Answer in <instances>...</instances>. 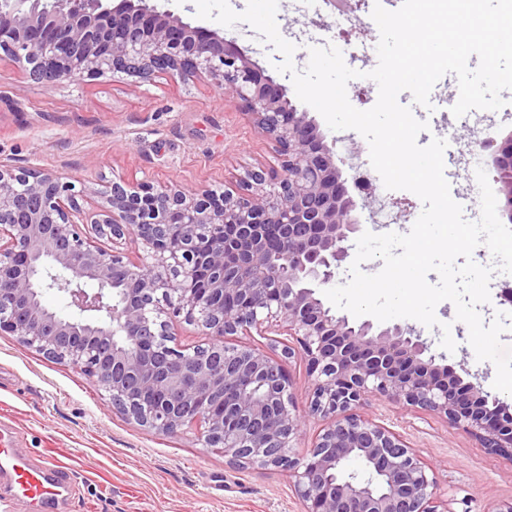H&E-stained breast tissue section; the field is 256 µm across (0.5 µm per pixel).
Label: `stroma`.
Listing matches in <instances>:
<instances>
[{"label": "stroma", "mask_w": 512, "mask_h": 512, "mask_svg": "<svg viewBox=\"0 0 512 512\" xmlns=\"http://www.w3.org/2000/svg\"><path fill=\"white\" fill-rule=\"evenodd\" d=\"M376 0H346L343 15L327 9H295L278 0L280 35L302 30L293 63L308 66L310 47L336 46L346 65L359 71L347 97L359 110L372 108L378 86L369 71L378 65ZM249 57L284 86L277 72L283 56L244 22L224 28ZM419 140L449 141L454 154L468 152L473 116L426 113ZM336 143L344 178L354 179L350 156L369 165V145L357 131L324 128ZM0 161L48 168L76 188L98 189L112 178L180 182L190 188L223 189L247 167H274L269 141L243 113L238 99L204 77L138 82L124 76L48 85L32 80L9 58L0 59ZM437 326L414 322L437 363L453 366L464 380L492 389L493 362L477 360L469 330L452 302L435 310ZM450 324L455 352L440 346L441 324ZM247 345L282 360L295 400L305 405L312 381L299 361L282 357L267 338ZM366 416L398 431L429 464L450 512H491L512 498V460L488 453L480 442L438 415L368 398ZM0 421L15 429L32 455L65 462L75 491L64 512H301L292 477L273 469L230 463L219 448L204 447L196 432L167 436L149 431L112 409L109 395L86 376L47 359L14 336L0 335Z\"/></svg>", "instance_id": "stroma-1"}]
</instances>
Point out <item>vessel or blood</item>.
<instances>
[{
    "label": "vessel or blood",
    "mask_w": 512,
    "mask_h": 512,
    "mask_svg": "<svg viewBox=\"0 0 512 512\" xmlns=\"http://www.w3.org/2000/svg\"><path fill=\"white\" fill-rule=\"evenodd\" d=\"M0 471L9 474L13 497L47 512L72 484V472L60 463L34 464L8 433L0 434Z\"/></svg>",
    "instance_id": "b4317fda"
}]
</instances>
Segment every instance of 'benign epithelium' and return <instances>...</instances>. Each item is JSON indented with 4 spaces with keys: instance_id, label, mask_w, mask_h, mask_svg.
Segmentation results:
<instances>
[{
    "instance_id": "benign-epithelium-1",
    "label": "benign epithelium",
    "mask_w": 512,
    "mask_h": 512,
    "mask_svg": "<svg viewBox=\"0 0 512 512\" xmlns=\"http://www.w3.org/2000/svg\"><path fill=\"white\" fill-rule=\"evenodd\" d=\"M0 51L46 84L206 75L280 159L221 192L121 176L77 191L56 171L0 162V334L89 377L142 427L195 426L230 462L289 474L302 512H448L403 436L359 412L372 395L439 415L512 459L511 407L436 364L413 328L351 323L318 297L360 230L357 203L335 145L235 41L151 0H0ZM494 168L512 221V135ZM130 238L143 244L134 259ZM51 290L71 316L44 304ZM178 318L224 350L185 352L173 342ZM253 334L306 365L305 409L282 365L231 342ZM306 416L324 424L299 453Z\"/></svg>"
}]
</instances>
